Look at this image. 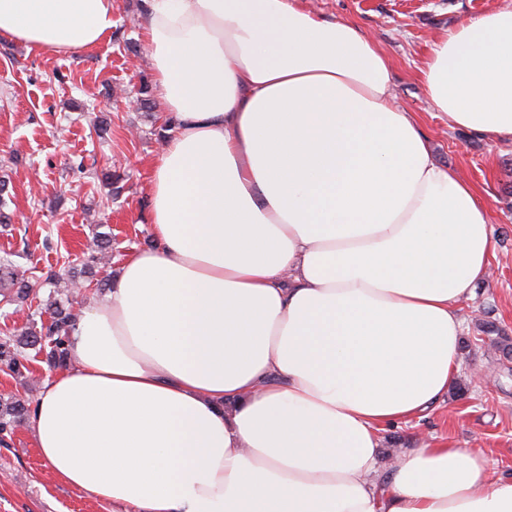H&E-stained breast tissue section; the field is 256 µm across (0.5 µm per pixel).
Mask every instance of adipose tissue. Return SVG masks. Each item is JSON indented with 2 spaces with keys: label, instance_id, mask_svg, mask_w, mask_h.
<instances>
[{
  "label": "adipose tissue",
  "instance_id": "1",
  "mask_svg": "<svg viewBox=\"0 0 512 512\" xmlns=\"http://www.w3.org/2000/svg\"><path fill=\"white\" fill-rule=\"evenodd\" d=\"M173 127L152 247L70 333L30 429L64 485L112 512H512L481 448L382 425L459 370L460 308L489 270L488 208L438 163L391 65L300 0H142ZM113 0H0V39L78 55ZM452 126L512 139V10L460 23L420 71Z\"/></svg>",
  "mask_w": 512,
  "mask_h": 512
}]
</instances>
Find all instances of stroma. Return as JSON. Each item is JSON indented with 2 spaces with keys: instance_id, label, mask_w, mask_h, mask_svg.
<instances>
[{
  "instance_id": "1",
  "label": "stroma",
  "mask_w": 512,
  "mask_h": 512,
  "mask_svg": "<svg viewBox=\"0 0 512 512\" xmlns=\"http://www.w3.org/2000/svg\"><path fill=\"white\" fill-rule=\"evenodd\" d=\"M328 20L356 23L388 55L399 102L415 112L436 160L456 168L486 203L497 249L485 279L461 309L460 367L445 401L424 417L380 433L383 464L421 440L467 448L480 444L497 466L512 471V358L478 341L476 325L494 321L512 338V141L493 142L452 127L437 112L419 70L435 43L459 22L511 8L512 0H304ZM141 0H115L109 42L77 56L38 55L0 43V257L32 280L47 268L82 256L96 234L111 247L98 278H114L125 259L153 242L147 187L150 165L170 122L161 106L142 111L140 89L153 71L140 39ZM106 132H99V125ZM120 174L108 195L102 171ZM52 288L40 289L27 317L0 300V338L49 322ZM32 373L19 383L0 371V398L34 404L51 371L26 350ZM494 376L479 383V373ZM0 512H112L60 483L40 458L28 423L0 444Z\"/></svg>"
}]
</instances>
